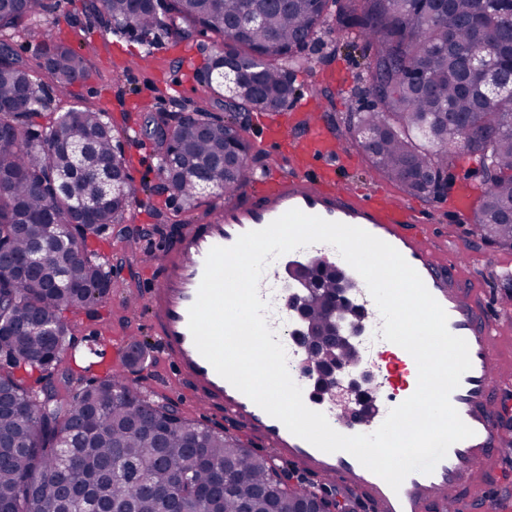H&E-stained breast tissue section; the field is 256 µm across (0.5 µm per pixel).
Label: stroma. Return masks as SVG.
<instances>
[{
    "label": "stroma",
    "instance_id": "35a3bbf8",
    "mask_svg": "<svg viewBox=\"0 0 512 512\" xmlns=\"http://www.w3.org/2000/svg\"><path fill=\"white\" fill-rule=\"evenodd\" d=\"M48 14L27 18L22 26L0 30V40L13 44L20 58L34 64V44L27 30L37 29L73 49L88 53V71L65 97H53L49 109L63 112L78 105L109 113L119 125V148L128 160L131 181L137 198L128 207L124 221L109 225L98 242L102 259L112 266V290L109 297L92 306L90 311L69 316L75 340L77 360L71 367L73 376L93 380L105 375L104 367L94 364V344H111L112 340L129 338L143 344L148 357L124 368L125 376L137 380L148 397L171 405L182 416L199 420L193 402L173 387L172 373L161 359L153 336L130 309L131 302L142 292L141 273L150 256L173 232L178 221L188 222L207 213V199H200L190 210L181 198L158 193L157 169L160 157L151 140L144 135L148 121L168 117L180 104L204 108L213 117L225 118L228 111L223 99L215 97L203 81V73L213 51L214 39L194 33L191 45L197 46L189 68L177 64L174 36L148 49L132 38L113 33L107 24L89 15L90 0H48ZM309 64L296 71L294 98H309L319 93L318 79L323 71L346 70L349 88L343 96H324V116L328 123L356 111L369 102L367 66L370 50L363 42L338 33L323 36L306 50ZM355 165L344 177L351 185L369 183L392 191L401 201L412 204L429 220V230L439 241L456 240L466 251L459 270L472 287L488 299L499 302L502 329L499 350L505 372L512 376V296L511 284L502 275L512 270V250L488 244L474 232L473 220L458 218L448 208L447 197H422L407 194L378 172L362 153H355Z\"/></svg>",
    "mask_w": 512,
    "mask_h": 512
}]
</instances>
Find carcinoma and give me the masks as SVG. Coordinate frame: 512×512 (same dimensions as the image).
<instances>
[{
  "mask_svg": "<svg viewBox=\"0 0 512 512\" xmlns=\"http://www.w3.org/2000/svg\"><path fill=\"white\" fill-rule=\"evenodd\" d=\"M47 11L45 0H4L0 30ZM91 15L152 46L173 31L190 37L201 28L225 52L259 70V87L241 90L230 118L197 109L164 118L149 130L161 155L174 153L180 170L160 164L165 190L192 210L205 196L231 197L246 179L251 145L235 127V113L273 97L288 104L303 52L326 29L369 44L371 108L349 112L336 137L362 152L372 166L406 192L440 195L456 155L466 148L480 177L475 231L512 250V93H486L465 59L489 48L499 72L512 76V21L506 0H92ZM254 15L241 31L224 21ZM54 51L47 63L43 50ZM38 67L65 94L87 70L84 54L62 41L35 45ZM210 59L204 81L224 94ZM0 246L17 259L44 244L47 258L30 273L0 264V512H167L170 496L184 512H297L313 494L290 486L268 460L252 456L240 439L177 416L147 399L124 376L76 383L64 367L66 314L106 298L111 275L87 242L102 227L119 224L135 197L127 161L116 150L118 130L106 112L73 106L45 116L43 84L7 41H0ZM232 139L242 151L226 166ZM115 158L128 198L102 197L95 173ZM53 216L80 242L72 253L46 243L44 220ZM336 287L323 278L305 314L323 322L320 294ZM45 323L59 336L36 330ZM39 372L38 387L26 378Z\"/></svg>",
  "mask_w": 512,
  "mask_h": 512,
  "instance_id": "1",
  "label": "carcinoma"
}]
</instances>
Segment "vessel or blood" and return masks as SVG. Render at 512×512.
I'll return each mask as SVG.
<instances>
[{"mask_svg": "<svg viewBox=\"0 0 512 512\" xmlns=\"http://www.w3.org/2000/svg\"><path fill=\"white\" fill-rule=\"evenodd\" d=\"M320 105L303 99L293 104L291 126L269 121L260 144L274 150L289 139L287 169L278 173L252 172V186L235 198L214 204L210 219L182 227L157 260L159 275L149 278L142 308L170 370L181 382L199 412L248 423L258 451L288 460L315 483L333 482L359 490L369 512H448L449 499L470 501L472 512H497V502L474 500L475 487L493 481L497 450L512 442L497 413L496 391L503 365L497 347L498 317L484 297L456 270L461 245L438 256L431 240L416 225L421 218L409 204L367 185L347 186L338 169L349 157L331 126L320 115ZM480 189L469 181L457 184L451 210L469 216ZM297 208L328 221L357 226L396 248L419 273L428 291L448 315V328L469 345L471 368L461 378L450 400L472 437L454 444L429 474L407 476L400 490H392L351 454L323 452L293 435L247 396L219 376L196 349L188 329V310L196 299L209 250L227 247L248 231L266 227L286 211ZM296 261H319L336 267L349 285L347 296L354 327L373 336L368 362L375 374L365 398L343 397L339 385H319L303 392L305 405L323 413L330 425L345 435L373 433L389 411L416 390L410 384L417 364L402 347L382 337L383 320L361 276L331 245L319 243L295 250ZM259 295L269 308V327L283 345L288 365L309 360L292 324L295 290L283 285L280 260H272L259 283Z\"/></svg>", "mask_w": 512, "mask_h": 512, "instance_id": "obj_1", "label": "vessel or blood"}]
</instances>
